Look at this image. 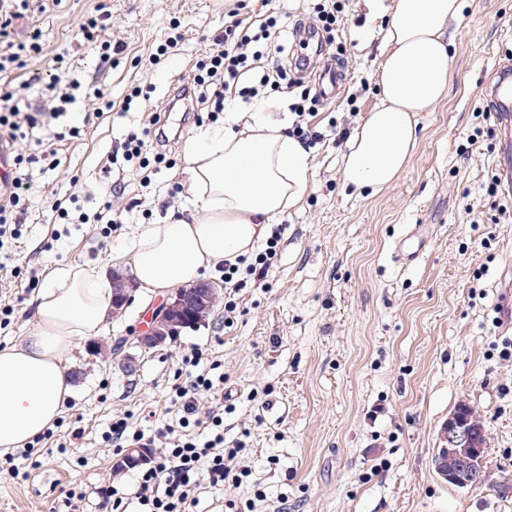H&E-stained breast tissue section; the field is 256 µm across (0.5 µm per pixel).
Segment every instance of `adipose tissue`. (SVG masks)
Segmentation results:
<instances>
[{
	"instance_id": "ef3b65f1",
	"label": "adipose tissue",
	"mask_w": 512,
	"mask_h": 512,
	"mask_svg": "<svg viewBox=\"0 0 512 512\" xmlns=\"http://www.w3.org/2000/svg\"><path fill=\"white\" fill-rule=\"evenodd\" d=\"M466 0H394L385 29L379 99L350 136L343 175L355 189L392 184L417 143L416 116L448 91L450 25ZM205 130L186 148L193 208L164 223L139 225L128 252L145 292L194 284L223 262L250 256L269 227L296 206L311 181L309 155L280 123L254 117ZM107 272L88 264L55 269L32 298V326L0 348V454L26 447L58 420L72 392L64 355L100 335L112 309Z\"/></svg>"
}]
</instances>
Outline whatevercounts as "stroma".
<instances>
[{
	"label": "stroma",
	"mask_w": 512,
	"mask_h": 512,
	"mask_svg": "<svg viewBox=\"0 0 512 512\" xmlns=\"http://www.w3.org/2000/svg\"><path fill=\"white\" fill-rule=\"evenodd\" d=\"M393 3L379 0L372 8L367 0H342L348 82L323 100L312 120L318 130L332 121L353 130L374 109L384 18ZM268 4L285 16L284 41L296 47L310 0H63L18 22L17 39L38 35L43 51L0 81L33 80L32 106L40 108L60 56L81 86L58 121L63 130L79 127V136L54 141L57 169L31 168L37 191L27 203L15 266L42 279L72 263L109 266L136 225L189 207L186 146L206 129L223 128V120L203 114L185 125L169 146L174 166L147 186L134 171H106L107 157L146 113L165 109L195 62L215 50L228 10L248 20ZM97 6L104 12L98 40L77 39L82 16ZM174 20L183 36L178 51L150 65ZM451 32L448 93L418 114V141L396 182L372 196L358 192L342 178L344 145L310 149L313 180L280 218L285 230L266 285L229 288L223 269H215L208 280L219 301L201 326L146 352L130 344L124 355L113 354L114 339L133 336L163 301L136 291L98 336L100 352L85 341L68 351L75 394L60 415L63 425L33 449L26 477L0 466V512H59L73 487L86 492L78 512H99L108 490L133 493L132 471L113 472L121 449L102 434L116 416L146 431L175 423L171 386L194 348L221 365L224 444L244 441L240 462L251 472L241 487L221 494L200 484L194 512H224L228 499L252 500L253 512H512V495L455 487L433 465L441 427L464 401L487 427L489 465L512 476V360L499 357L504 338L492 323L495 284L512 261V218L497 217L484 188L488 173L512 164L485 95L494 66L512 59V0H467ZM106 40L117 49L108 65L99 59ZM135 86L147 89V99L118 116L116 106ZM97 87L113 103L99 118ZM287 99L266 89L249 105L226 109L245 121L260 110L288 128ZM114 181L120 193L112 208L121 224L107 240L92 216ZM57 199L68 204V223L52 215ZM412 224L431 225L432 236L418 262L404 268L395 251ZM34 293L0 271V306L14 309L0 329V347L27 335ZM230 301L236 310L228 314ZM75 428L80 437L72 436ZM258 490L264 499H255Z\"/></svg>",
	"instance_id": "35a3bbf8"
}]
</instances>
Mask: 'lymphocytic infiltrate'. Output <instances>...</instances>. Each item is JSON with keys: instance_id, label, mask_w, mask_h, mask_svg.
<instances>
[{"instance_id": "lymphocytic-infiltrate-1", "label": "lymphocytic infiltrate", "mask_w": 512, "mask_h": 512, "mask_svg": "<svg viewBox=\"0 0 512 512\" xmlns=\"http://www.w3.org/2000/svg\"><path fill=\"white\" fill-rule=\"evenodd\" d=\"M30 9V0H0V74L23 67L25 58L39 54L38 42L25 43L15 38L18 21ZM230 21L216 38L217 52L205 55L195 64L188 85L180 87L169 99L170 105L193 100L208 105L211 115H218L227 97L236 96L250 102L260 89H290L295 78L279 63L269 59L265 50L282 33V25L274 14L259 21H244L238 10H231ZM78 82L65 68H58L49 85L54 102L52 113L30 109L25 87L0 85V137L9 144L23 143L29 129L47 117H60L66 104L72 103ZM161 113H150L142 128L125 135L118 149L124 162L136 167L142 177L169 165L167 139L162 132ZM56 150L45 146L37 153H16L10 182L0 190V269L11 259L12 247L22 236L21 227L26 202L33 190L29 168L33 164L55 158ZM186 367L184 381L172 386V402L178 409L176 425L155 429L153 440L164 449L152 464L140 470L135 478L134 495L140 512H193L195 491L200 483L220 490L224 486L241 485L247 469L236 465L243 442L233 447L224 445V412H201L198 397L211 393L217 385L210 369L202 365L201 350H192L182 359Z\"/></svg>"}]
</instances>
